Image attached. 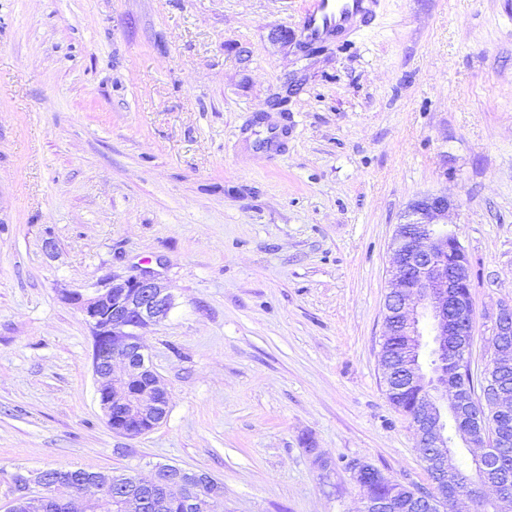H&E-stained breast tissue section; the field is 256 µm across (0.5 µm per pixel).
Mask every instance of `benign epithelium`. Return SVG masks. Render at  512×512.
Wrapping results in <instances>:
<instances>
[{"label":"benign epithelium","mask_w":512,"mask_h":512,"mask_svg":"<svg viewBox=\"0 0 512 512\" xmlns=\"http://www.w3.org/2000/svg\"><path fill=\"white\" fill-rule=\"evenodd\" d=\"M451 203L440 194H426L415 199L396 225L393 237L394 256L390 269V291L384 305L386 335L402 336L405 359L397 362L381 353L386 386L401 389L418 387L432 395L423 399L418 418L412 425L418 436L423 460L437 474L444 475L453 467L452 445L448 443V417L464 410L458 382L454 376L471 365L470 347L473 326L457 315L473 314L471 294L460 289L471 287L467 264L448 263V247L463 254L465 250L456 234L448 231ZM91 327L93 335L105 340L112 353L107 361L93 356V371L99 385V402L112 430L130 438L148 432V427L162 421L161 410L168 409V392L160 380L144 385V379L155 375L144 354L137 330L165 321L174 306V296L154 271L145 268L126 278L112 277L101 287L86 294L67 297ZM492 370L512 367V305L499 307L491 334ZM448 358V380L430 369L426 363L428 349ZM124 366V373L114 375V365ZM481 437L472 430L457 428L455 442L482 452L472 457L475 467L484 472L495 468L492 445L496 435L476 423ZM353 477L364 491L363 512H391L408 497L407 489L385 475L366 459L352 466ZM19 495L10 498L9 512H42L43 496L32 487H45L41 472L18 471L13 477ZM111 476L98 472L83 482L67 483L57 488L58 494L75 512H98L99 500H106L114 512H135L146 504L144 493L163 487V496L153 500L155 512H165L176 499L185 512H210L214 499L222 496L223 485L208 473L179 467L167 474L155 467L152 479L133 480L119 493L112 492ZM391 485L394 490L384 500L372 493L373 484Z\"/></svg>","instance_id":"obj_1"}]
</instances>
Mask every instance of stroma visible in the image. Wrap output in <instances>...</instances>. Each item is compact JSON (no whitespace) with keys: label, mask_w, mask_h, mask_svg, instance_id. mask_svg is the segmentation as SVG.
I'll list each match as a JSON object with an SVG mask.
<instances>
[{"label":"stroma","mask_w":512,"mask_h":512,"mask_svg":"<svg viewBox=\"0 0 512 512\" xmlns=\"http://www.w3.org/2000/svg\"><path fill=\"white\" fill-rule=\"evenodd\" d=\"M347 42L270 40L303 0H0V495L19 468L224 485L220 512H361L366 459L430 487L380 345L408 204L447 195L471 369L512 303V0H380ZM285 118V152L240 141ZM54 250H46V241ZM166 418L112 431L67 295L139 269Z\"/></svg>","instance_id":"35a3bbf8"}]
</instances>
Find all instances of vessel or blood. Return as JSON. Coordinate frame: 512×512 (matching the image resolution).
<instances>
[{
  "instance_id": "obj_1",
  "label": "vessel or blood",
  "mask_w": 512,
  "mask_h": 512,
  "mask_svg": "<svg viewBox=\"0 0 512 512\" xmlns=\"http://www.w3.org/2000/svg\"><path fill=\"white\" fill-rule=\"evenodd\" d=\"M379 0H307L297 25L303 44L341 40L366 16Z\"/></svg>"
}]
</instances>
